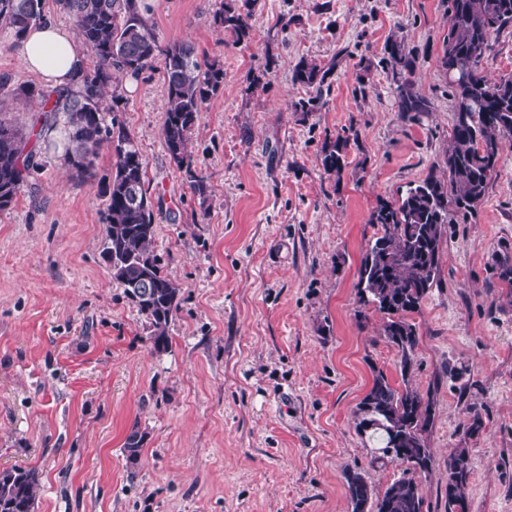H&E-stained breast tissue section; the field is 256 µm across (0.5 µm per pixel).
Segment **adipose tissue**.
Segmentation results:
<instances>
[{"label": "adipose tissue", "instance_id": "adipose-tissue-1", "mask_svg": "<svg viewBox=\"0 0 512 512\" xmlns=\"http://www.w3.org/2000/svg\"><path fill=\"white\" fill-rule=\"evenodd\" d=\"M20 62L25 71L40 74L50 86L64 91L79 90L87 70L73 34L49 15L27 30Z\"/></svg>", "mask_w": 512, "mask_h": 512}]
</instances>
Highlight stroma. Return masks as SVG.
I'll list each match as a JSON object with an SVG mask.
<instances>
[{
  "mask_svg": "<svg viewBox=\"0 0 512 512\" xmlns=\"http://www.w3.org/2000/svg\"><path fill=\"white\" fill-rule=\"evenodd\" d=\"M161 41L219 59L190 175L166 150L164 63L117 75L118 119L142 156L152 245L180 290L159 353L103 250L109 148L81 176L63 126L47 164L0 212V469L36 470V512H352L349 472L381 492L400 476L358 429L375 371L399 382L382 314L357 319V272L379 199L422 181L447 147L455 93L439 65L448 0H257L249 44L213 21L216 0H142ZM417 61L427 112L401 113L380 61L393 38ZM332 68L313 112L292 79ZM358 134L340 175L321 150ZM512 135L483 203L455 215L437 287L412 313V384L430 394L433 466L420 482L447 512L448 455L470 456L468 512H512ZM145 435L137 467L122 452Z\"/></svg>",
  "mask_w": 512,
  "mask_h": 512,
  "instance_id": "35a3bbf8",
  "label": "stroma"
}]
</instances>
